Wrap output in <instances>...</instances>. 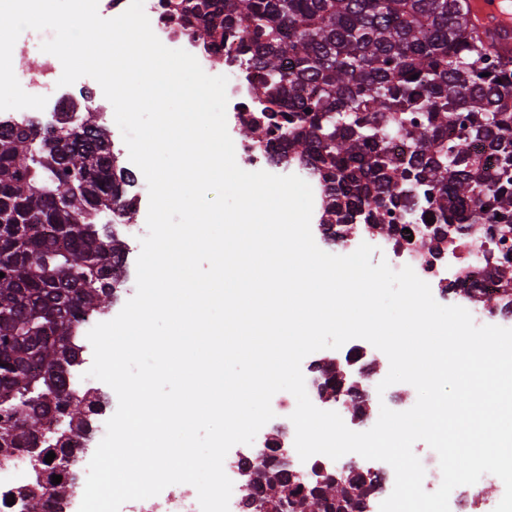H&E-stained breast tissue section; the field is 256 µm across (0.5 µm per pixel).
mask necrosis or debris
I'll return each instance as SVG.
<instances>
[{"instance_id": "obj_1", "label": "necrosis or debris", "mask_w": 512, "mask_h": 512, "mask_svg": "<svg viewBox=\"0 0 512 512\" xmlns=\"http://www.w3.org/2000/svg\"><path fill=\"white\" fill-rule=\"evenodd\" d=\"M144 11L153 32L164 45H175L194 55L202 69L209 75L228 78L227 97L233 105V123L251 119L263 106L255 95L254 85L244 70L236 63H228L229 47L220 41L202 42L196 32L201 23L184 15L178 0H144ZM14 74L23 90L31 95L55 91L62 74V64L57 57L41 53L35 63L25 69H15ZM385 245L399 265L409 266L431 288L445 289L448 284L474 279L483 292H497L498 283L481 274L485 264V246L481 231L444 244L439 256L423 259L419 255L397 247L394 239ZM120 512H200L197 491L189 484L172 485L163 498H148L125 502Z\"/></svg>"}]
</instances>
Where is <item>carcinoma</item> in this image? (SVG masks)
Listing matches in <instances>:
<instances>
[{
    "mask_svg": "<svg viewBox=\"0 0 512 512\" xmlns=\"http://www.w3.org/2000/svg\"><path fill=\"white\" fill-rule=\"evenodd\" d=\"M183 10L206 20L200 37L238 39L267 103L239 133L282 130L281 158L319 184L331 241L352 229L389 237L397 221L429 215L436 226L409 245L434 257L448 232L486 224L499 253L491 274L512 285V56L470 25L466 0H185ZM103 144L92 126L72 139L0 128V458L39 449L41 472L18 487L27 512H63L75 485L63 459L80 450L96 408L69 380L77 329L125 277L126 246L103 224L108 213L128 219L121 202L134 178ZM480 302L512 314L506 290ZM244 486L250 512L285 502L364 512L376 483L328 480L314 492L263 463Z\"/></svg>",
    "mask_w": 512,
    "mask_h": 512,
    "instance_id": "1",
    "label": "carcinoma"
}]
</instances>
